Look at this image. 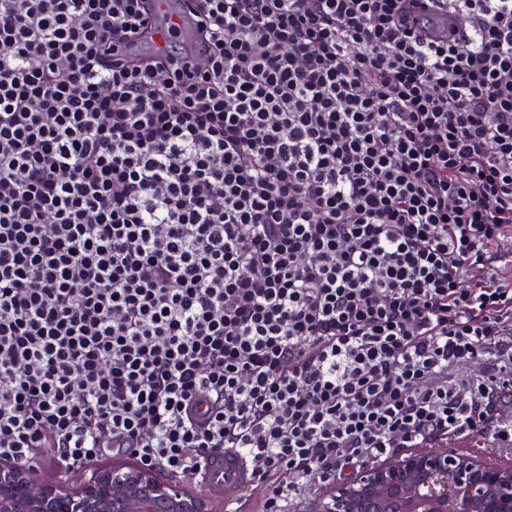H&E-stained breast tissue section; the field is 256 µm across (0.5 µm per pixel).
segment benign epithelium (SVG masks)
<instances>
[{
    "instance_id": "7a95c632",
    "label": "benign epithelium",
    "mask_w": 512,
    "mask_h": 512,
    "mask_svg": "<svg viewBox=\"0 0 512 512\" xmlns=\"http://www.w3.org/2000/svg\"><path fill=\"white\" fill-rule=\"evenodd\" d=\"M0 512H214L208 498L142 465L95 469L73 488L0 462ZM312 512H512V463L446 448L402 453L322 487Z\"/></svg>"
}]
</instances>
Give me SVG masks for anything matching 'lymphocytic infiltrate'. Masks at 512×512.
<instances>
[{
  "label": "lymphocytic infiltrate",
  "mask_w": 512,
  "mask_h": 512,
  "mask_svg": "<svg viewBox=\"0 0 512 512\" xmlns=\"http://www.w3.org/2000/svg\"><path fill=\"white\" fill-rule=\"evenodd\" d=\"M194 2L189 72L148 0H0V460L234 448L297 512L511 447L512 0Z\"/></svg>",
  "instance_id": "lymphocytic-infiltrate-1"
}]
</instances>
